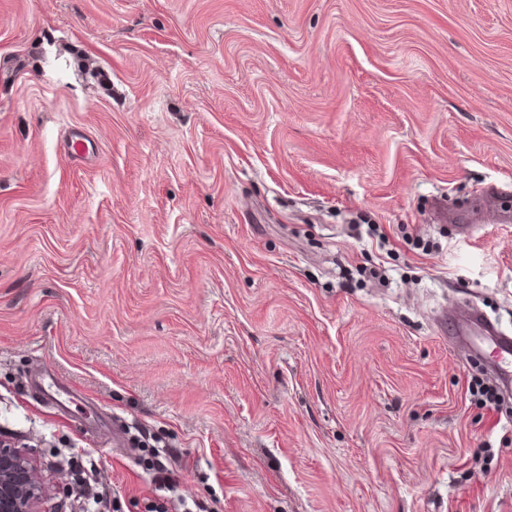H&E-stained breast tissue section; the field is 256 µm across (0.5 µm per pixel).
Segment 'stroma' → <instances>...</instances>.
Wrapping results in <instances>:
<instances>
[{"mask_svg":"<svg viewBox=\"0 0 512 512\" xmlns=\"http://www.w3.org/2000/svg\"><path fill=\"white\" fill-rule=\"evenodd\" d=\"M472 305L512 334V0H0V437L46 512L76 448L119 512L161 470L512 512V392L437 323Z\"/></svg>","mask_w":512,"mask_h":512,"instance_id":"35a3bbf8","label":"stroma"}]
</instances>
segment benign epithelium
Listing matches in <instances>:
<instances>
[{
	"mask_svg": "<svg viewBox=\"0 0 512 512\" xmlns=\"http://www.w3.org/2000/svg\"><path fill=\"white\" fill-rule=\"evenodd\" d=\"M41 477L28 459L0 442V512H36L44 500Z\"/></svg>",
	"mask_w": 512,
	"mask_h": 512,
	"instance_id": "7a95c632",
	"label": "benign epithelium"
}]
</instances>
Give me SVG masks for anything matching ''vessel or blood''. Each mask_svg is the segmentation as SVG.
<instances>
[{
    "label": "vessel or blood",
    "instance_id": "1",
    "mask_svg": "<svg viewBox=\"0 0 512 512\" xmlns=\"http://www.w3.org/2000/svg\"><path fill=\"white\" fill-rule=\"evenodd\" d=\"M451 339L456 344L479 352L490 347L496 359L492 367L495 378L503 388L512 387V336L500 331L480 313L450 319Z\"/></svg>",
    "mask_w": 512,
    "mask_h": 512
}]
</instances>
